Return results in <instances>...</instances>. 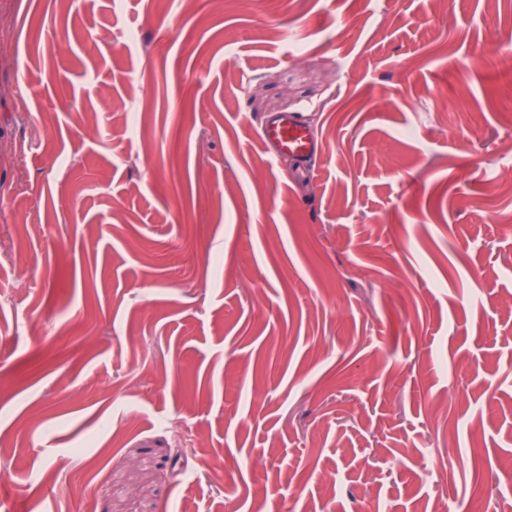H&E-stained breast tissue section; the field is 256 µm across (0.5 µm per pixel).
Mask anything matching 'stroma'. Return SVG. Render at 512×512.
<instances>
[{"instance_id": "obj_1", "label": "stroma", "mask_w": 512, "mask_h": 512, "mask_svg": "<svg viewBox=\"0 0 512 512\" xmlns=\"http://www.w3.org/2000/svg\"><path fill=\"white\" fill-rule=\"evenodd\" d=\"M509 53L512 0H0V512L512 493ZM262 145L268 155L288 154L309 164L319 146L300 112H276L259 124Z\"/></svg>"}]
</instances>
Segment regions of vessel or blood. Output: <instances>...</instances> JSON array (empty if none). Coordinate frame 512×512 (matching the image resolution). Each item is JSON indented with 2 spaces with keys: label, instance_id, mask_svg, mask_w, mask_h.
Wrapping results in <instances>:
<instances>
[{
  "label": "vessel or blood",
  "instance_id": "1",
  "mask_svg": "<svg viewBox=\"0 0 512 512\" xmlns=\"http://www.w3.org/2000/svg\"><path fill=\"white\" fill-rule=\"evenodd\" d=\"M260 138L267 154H287L303 163H311L319 146L302 113L276 112L260 124Z\"/></svg>",
  "mask_w": 512,
  "mask_h": 512
}]
</instances>
